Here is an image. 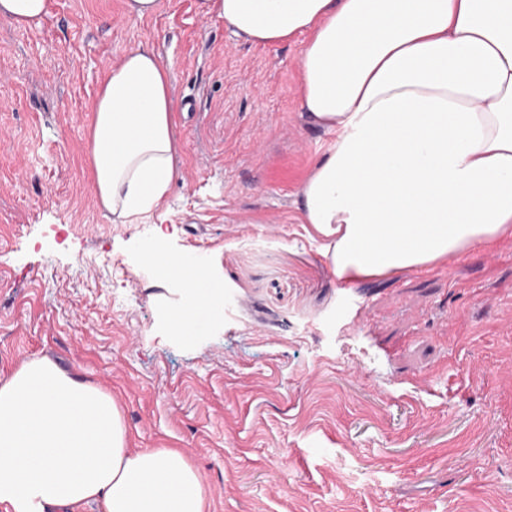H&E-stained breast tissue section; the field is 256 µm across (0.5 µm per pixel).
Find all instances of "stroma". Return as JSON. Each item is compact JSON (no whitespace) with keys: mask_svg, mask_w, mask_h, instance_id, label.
I'll return each mask as SVG.
<instances>
[{"mask_svg":"<svg viewBox=\"0 0 512 512\" xmlns=\"http://www.w3.org/2000/svg\"><path fill=\"white\" fill-rule=\"evenodd\" d=\"M140 44L171 73L179 176L151 223L123 224L86 142ZM300 53L196 0L0 18V379L47 357L111 394L129 447L186 452L208 512H512V240L342 283L295 208L335 139L299 110ZM156 244L223 285V323L191 342L158 332L157 306L188 299L141 262Z\"/></svg>","mask_w":512,"mask_h":512,"instance_id":"1","label":"stroma"}]
</instances>
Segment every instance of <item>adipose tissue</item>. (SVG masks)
Masks as SVG:
<instances>
[{
    "label": "adipose tissue",
    "mask_w": 512,
    "mask_h": 512,
    "mask_svg": "<svg viewBox=\"0 0 512 512\" xmlns=\"http://www.w3.org/2000/svg\"><path fill=\"white\" fill-rule=\"evenodd\" d=\"M254 43L305 41L296 94L336 138L296 201L338 279L427 268L512 237V0H197ZM168 71L139 46L113 64L87 155L102 207L149 218L177 178ZM143 262L191 304L158 323L189 341L224 317L202 261ZM207 512L179 449L129 448L111 395L48 358L0 379V505L6 512Z\"/></svg>",
    "instance_id": "adipose-tissue-1"
}]
</instances>
